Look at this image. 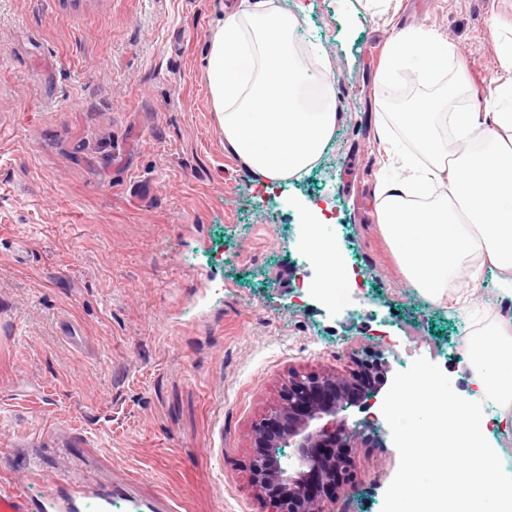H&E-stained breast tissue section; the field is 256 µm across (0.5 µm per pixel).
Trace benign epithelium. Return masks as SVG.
Listing matches in <instances>:
<instances>
[{
    "label": "benign epithelium",
    "mask_w": 512,
    "mask_h": 512,
    "mask_svg": "<svg viewBox=\"0 0 512 512\" xmlns=\"http://www.w3.org/2000/svg\"><path fill=\"white\" fill-rule=\"evenodd\" d=\"M352 362L355 370L348 375L289 373L280 405L255 423L250 481L273 512H345L338 503L358 495L350 448L365 443L366 432L374 429L377 416L371 408L384 383L386 361L382 353L365 347L353 354ZM354 404L366 412L364 418L350 422L339 416ZM281 437L295 448L290 470L270 451L271 442ZM325 445L338 452L317 458L315 449Z\"/></svg>",
    "instance_id": "obj_1"
}]
</instances>
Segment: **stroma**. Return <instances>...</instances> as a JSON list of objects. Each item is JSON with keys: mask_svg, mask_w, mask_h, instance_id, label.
Masks as SVG:
<instances>
[{"mask_svg": "<svg viewBox=\"0 0 512 512\" xmlns=\"http://www.w3.org/2000/svg\"><path fill=\"white\" fill-rule=\"evenodd\" d=\"M214 0H0V485L33 502L70 465L111 512H270L247 469L255 421L289 371L349 373L379 342L388 380L436 378L472 398L465 316L429 304L378 227L388 164L379 82L394 30L430 28L484 110L512 0H288L297 42L326 54L336 130L311 172L264 191L224 146L207 96ZM354 271L329 304L293 272L324 270L301 236ZM76 323L78 342L58 334ZM352 451L353 512H407L399 426Z\"/></svg>", "mask_w": 512, "mask_h": 512, "instance_id": "stroma-1", "label": "stroma"}]
</instances>
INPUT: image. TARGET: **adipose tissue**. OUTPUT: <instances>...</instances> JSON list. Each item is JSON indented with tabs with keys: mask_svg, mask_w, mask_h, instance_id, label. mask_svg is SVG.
<instances>
[{
	"mask_svg": "<svg viewBox=\"0 0 512 512\" xmlns=\"http://www.w3.org/2000/svg\"><path fill=\"white\" fill-rule=\"evenodd\" d=\"M300 23L283 0H224L208 47L206 82L224 144L268 187L313 166L336 126L330 64L307 66L294 43ZM453 44L419 28L392 37L382 79L414 66L423 83L447 73ZM400 128L414 151L394 152L381 184L379 228L408 280L433 304L454 303L475 317L483 272H501L512 288V109L449 112L444 100L415 101ZM446 184L444 197L431 190ZM320 213L306 214L302 233L314 262L327 269L315 286L340 303L347 269L321 233ZM478 393L512 417V318L496 317L462 345ZM403 446L424 447L419 468L401 490L446 498L447 512H512V473L484 441L485 422L454 405L439 384L416 381L398 411ZM427 469L421 479L419 469Z\"/></svg>",
	"mask_w": 512,
	"mask_h": 512,
	"instance_id": "adipose-tissue-1",
	"label": "adipose tissue"
}]
</instances>
